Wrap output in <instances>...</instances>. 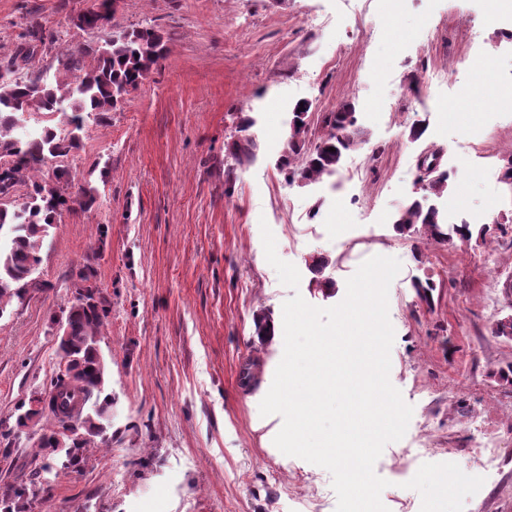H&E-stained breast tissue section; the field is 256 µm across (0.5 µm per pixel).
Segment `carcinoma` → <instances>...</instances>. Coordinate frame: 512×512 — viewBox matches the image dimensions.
<instances>
[{
  "label": "carcinoma",
  "instance_id": "carcinoma-1",
  "mask_svg": "<svg viewBox=\"0 0 512 512\" xmlns=\"http://www.w3.org/2000/svg\"><path fill=\"white\" fill-rule=\"evenodd\" d=\"M31 36L35 44L19 51L17 60L5 67L10 76L0 80V315L28 292L57 217L65 211L88 209L96 201L90 189L79 196L68 192L69 170L65 168L45 176L46 160L80 150L88 120L116 108L147 79L165 50L163 36L146 24L116 32L97 46L60 54L51 78L34 70L21 77L16 75L19 66H32L37 44L43 42L40 25L33 26ZM309 109L306 102L295 104L288 154L280 161L287 178L304 184L336 175L345 154L360 141L355 108L345 104L323 116L327 133L305 147ZM331 147L335 151H329ZM448 187V174L440 172L423 190L439 197ZM22 188L25 193L19 203L14 198ZM394 225L401 234L420 227L435 242L452 237L469 242L473 238L471 225L448 224L435 206L418 199L399 212ZM327 266L328 260L319 258L313 270L317 287L329 293L335 283L323 277ZM92 278L86 267L70 274V287L85 289L89 296L83 302L69 301L64 311L66 332L57 341V352L68 372L51 378L42 409L28 408L15 419L14 427L25 425L39 437L40 463L0 494V512H13L19 501L36 497L35 488L63 459L72 458L77 468L89 448L108 441L112 394L106 392L107 365L100 338L109 307ZM66 429L71 436L61 448L59 437Z\"/></svg>",
  "mask_w": 512,
  "mask_h": 512
}]
</instances>
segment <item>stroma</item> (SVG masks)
Returning <instances> with one entry per match:
<instances>
[{"label": "stroma", "instance_id": "35a3bbf8", "mask_svg": "<svg viewBox=\"0 0 512 512\" xmlns=\"http://www.w3.org/2000/svg\"><path fill=\"white\" fill-rule=\"evenodd\" d=\"M90 0H0V64L32 25L47 44L34 66L138 24L159 30L167 53L124 104L89 121L83 147L61 165L72 193L95 205L63 212L43 248L36 288L0 316V433L43 392L59 357L55 320L73 267H88L110 304L101 348L114 398L107 444L89 449L18 512H335L330 473L283 454L282 425L261 416L283 355L282 336L258 338L254 318L282 323L294 294L341 302L367 258H398L389 288L395 331L390 380L413 414L375 465L389 512H418L406 486L421 464L453 462L482 475L470 421L503 424L505 467L484 475L465 512H512V338L491 333L512 315V0H122L104 27H77ZM438 71L431 83L425 74ZM321 118L354 105L360 143L330 180L288 182L295 103ZM246 134L254 156L231 145ZM424 133L411 139L410 128ZM436 160L451 188L435 204L449 223L486 224V242L398 234L402 208L422 194L419 166ZM56 161L45 170L53 172ZM301 274L282 285L265 258L261 223ZM336 284H314L315 259ZM434 284L421 300L415 282Z\"/></svg>", "mask_w": 512, "mask_h": 512}]
</instances>
